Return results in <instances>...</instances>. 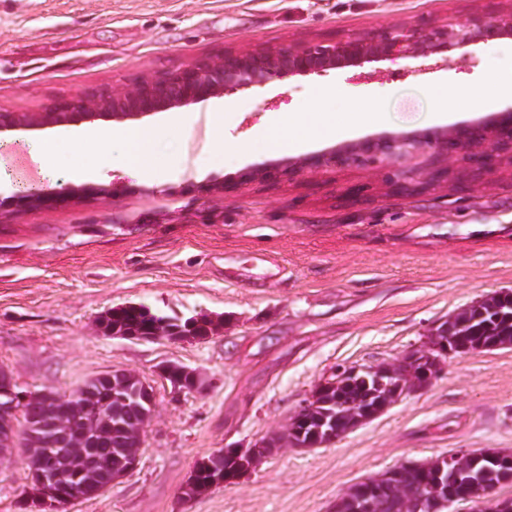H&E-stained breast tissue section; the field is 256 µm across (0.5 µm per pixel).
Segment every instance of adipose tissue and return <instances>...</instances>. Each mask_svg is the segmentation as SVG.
Masks as SVG:
<instances>
[{
    "label": "adipose tissue",
    "instance_id": "1",
    "mask_svg": "<svg viewBox=\"0 0 512 512\" xmlns=\"http://www.w3.org/2000/svg\"><path fill=\"white\" fill-rule=\"evenodd\" d=\"M383 115L379 112L352 111L344 113L341 120H327L317 125L299 123L282 129L279 122L273 121L256 137L257 145L268 152H288L303 143L323 136H344L357 126L382 122ZM161 134L154 127L125 128L120 130L104 129L98 131L97 138L101 146L107 145L112 139H121L124 143V164L126 173L133 176L153 175L157 166L153 155L142 148L144 142L156 139Z\"/></svg>",
    "mask_w": 512,
    "mask_h": 512
}]
</instances>
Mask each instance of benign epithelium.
<instances>
[{"mask_svg":"<svg viewBox=\"0 0 512 512\" xmlns=\"http://www.w3.org/2000/svg\"><path fill=\"white\" fill-rule=\"evenodd\" d=\"M512 36V10L501 11L493 16L475 14L463 21L446 24L414 23L388 24L377 31L338 37L328 42L303 43L277 47H259L240 52H226L200 56L190 63L170 71L147 73L133 86L114 87L110 90H91L84 94L55 101L37 117H23L14 112L0 110V132L21 127L46 126L63 122H94L105 119L115 122L135 120L151 112L170 109H186L209 98L222 97L229 93L247 89H262L270 82L296 75L324 77L331 71L358 67L365 63L389 60L419 61L443 52L461 50L476 42H488ZM425 140L416 137L391 136L375 143L347 147L331 153L327 157L306 162V167H319L332 162L340 166H374L394 163L417 150ZM476 149L471 161L482 168L490 167L496 158L512 154V107L498 115L493 126H475L453 132L437 144V148L449 154L457 148ZM99 194L96 188L77 189L63 186L54 191L29 188L16 193L12 204L19 209L37 210L58 208L67 205L80 195ZM454 328L444 321L432 333L439 344L431 346L444 354L455 352H477L485 349L478 343L470 344L453 335ZM401 365L410 373L408 383L393 381L397 376L394 368L386 364L339 365L333 374L337 380L332 385L359 384L370 390V396L380 395L373 404L349 412L347 426H342V413L329 411L320 421L303 448H318L330 445L353 429L375 419L382 414L401 392L426 387L441 373L443 361L426 349L409 351ZM106 378L112 380V391L102 398L96 409L107 414L111 401L129 403L123 381V372L114 371ZM132 394V393H130ZM0 424L9 431V415L17 401H25L27 393L18 392L8 370L0 371ZM134 399H142L153 406V392L149 384L142 385L141 391L132 394ZM44 436L40 447L46 449L41 470L35 474V482L49 496H56L54 507L67 505L74 497L65 494L67 481L78 480L96 461V436L86 434L81 440L87 452L73 453L76 439L69 431L61 430L55 421L43 427ZM427 468L423 463H406L391 469L365 484L351 489L356 498L350 500L351 512H371V497L380 492L386 481L409 471L416 472ZM439 480L433 487L428 501H420L415 510L449 506L458 501L456 497L445 499L442 488L448 484V473L439 467ZM470 512H512V498L499 497L495 490L488 491L484 499H465Z\"/></svg>","mask_w":512,"mask_h":512,"instance_id":"7a95c632","label":"benign epithelium"}]
</instances>
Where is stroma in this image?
I'll return each instance as SVG.
<instances>
[{"label": "stroma", "instance_id": "obj_1", "mask_svg": "<svg viewBox=\"0 0 512 512\" xmlns=\"http://www.w3.org/2000/svg\"><path fill=\"white\" fill-rule=\"evenodd\" d=\"M512 0H0V109L34 115L91 89L131 86L226 51L328 41L391 23L461 21ZM453 51L409 72L388 61L295 76L261 95L241 91L140 117L160 128L150 145L158 176L138 179L112 143L88 185L102 187L56 209L8 206L29 176L26 144L50 137L51 191L73 183L89 152L73 124L0 133V367L20 390L70 394L112 369L150 383L155 409L135 471L67 512H332L353 484L404 461L460 449L512 452V347L448 359L442 373L374 420L319 448H283L249 476L194 498L182 495L197 460L251 448L284 432L315 385L339 364L398 361L427 346L433 326L495 292L512 291V158L475 171L467 150L426 146L376 168L306 167V159L383 136L442 134L486 124L512 98L431 123L429 89H480L490 66H508L500 41ZM383 123L311 141L288 153L254 148L271 118L318 120L323 93ZM227 111L213 128L209 113ZM234 143L223 161L217 142ZM303 164L294 175L250 180L246 171ZM232 189L221 192L222 184ZM136 303L163 315L206 314L221 328L201 342L106 336L97 319ZM172 363L201 377L175 392L157 373ZM23 452L0 466V512H38L21 492Z\"/></svg>", "mask_w": 512, "mask_h": 512}]
</instances>
